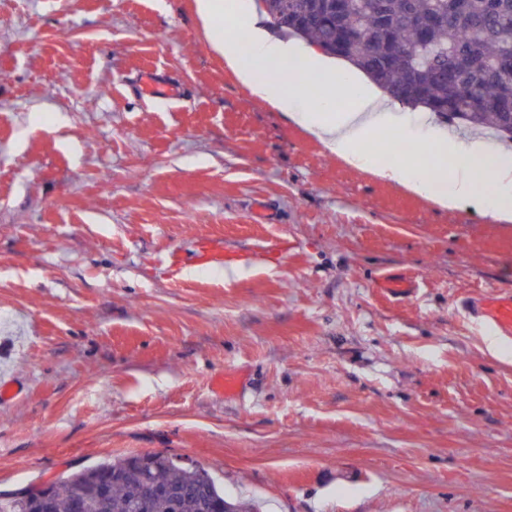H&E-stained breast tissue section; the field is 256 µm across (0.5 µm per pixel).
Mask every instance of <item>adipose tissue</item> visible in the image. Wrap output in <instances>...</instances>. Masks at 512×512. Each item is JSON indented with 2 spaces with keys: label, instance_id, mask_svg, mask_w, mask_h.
Listing matches in <instances>:
<instances>
[{
  "label": "adipose tissue",
  "instance_id": "obj_1",
  "mask_svg": "<svg viewBox=\"0 0 512 512\" xmlns=\"http://www.w3.org/2000/svg\"><path fill=\"white\" fill-rule=\"evenodd\" d=\"M199 11L213 49L254 96L287 110L307 98L311 83L320 84L319 103L295 118L329 153L375 170L441 206L474 200L488 213L512 214V155L434 127L420 132L391 124L389 114L353 73L326 65L271 34L253 12H239L231 31L224 26V0H199ZM255 59L269 69H285V77L277 80L257 72L251 65ZM386 133L408 140L411 152L385 160L371 151L370 140Z\"/></svg>",
  "mask_w": 512,
  "mask_h": 512
}]
</instances>
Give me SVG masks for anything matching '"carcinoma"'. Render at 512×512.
Listing matches in <instances>:
<instances>
[{"label":"carcinoma","instance_id":"carcinoma-1","mask_svg":"<svg viewBox=\"0 0 512 512\" xmlns=\"http://www.w3.org/2000/svg\"><path fill=\"white\" fill-rule=\"evenodd\" d=\"M269 23L361 71L392 101L512 142V0H263ZM180 492L141 496L142 478ZM83 500L70 507L74 487ZM65 512H260L224 496L207 470L163 453L132 454L52 481ZM0 512H36L21 497Z\"/></svg>","mask_w":512,"mask_h":512}]
</instances>
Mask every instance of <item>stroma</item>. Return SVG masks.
<instances>
[{"mask_svg": "<svg viewBox=\"0 0 512 512\" xmlns=\"http://www.w3.org/2000/svg\"><path fill=\"white\" fill-rule=\"evenodd\" d=\"M1 69L0 501L163 452L264 512H512V339L457 308L512 218L329 154L197 0H0ZM201 237L238 261L169 265Z\"/></svg>", "mask_w": 512, "mask_h": 512, "instance_id": "stroma-1", "label": "stroma"}]
</instances>
